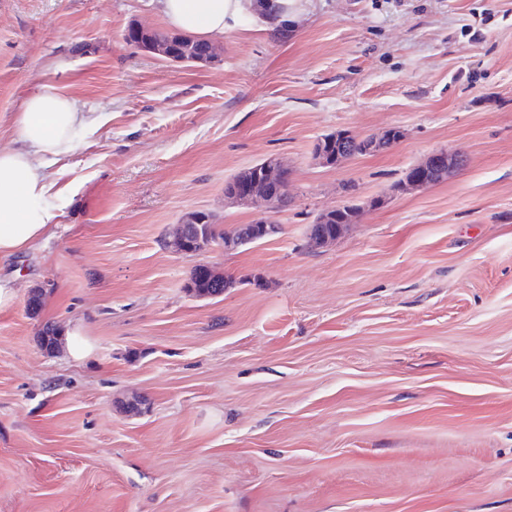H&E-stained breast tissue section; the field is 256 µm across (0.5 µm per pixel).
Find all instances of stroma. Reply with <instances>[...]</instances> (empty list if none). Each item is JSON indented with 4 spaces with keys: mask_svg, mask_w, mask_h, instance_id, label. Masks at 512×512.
Returning a JSON list of instances; mask_svg holds the SVG:
<instances>
[{
    "mask_svg": "<svg viewBox=\"0 0 512 512\" xmlns=\"http://www.w3.org/2000/svg\"><path fill=\"white\" fill-rule=\"evenodd\" d=\"M136 21L163 28L158 0H0V149L41 83L104 118L53 168L57 225L0 260V512H512V0H302L287 40L248 22L205 67L128 44ZM440 148L463 165L400 190ZM270 155L279 234L168 247L192 212L256 219L224 182ZM200 263L231 288L188 291ZM404 137V132L397 127L385 130L381 135L367 136L362 139L354 137L348 130H336L327 137H322L315 149V160L325 167H337L345 161L346 146H353L362 153L369 154L387 150ZM344 144L342 151L332 152L334 143ZM360 206L357 204H344L342 207H338L335 210L334 218L324 222L326 217L325 211L319 213L314 222H313V230H321L326 234H333L336 232V223H344L351 224L352 219L357 215ZM322 232L318 233V235H313L310 238V244L313 246H322L331 241H334V238H331Z\"/></svg>",
    "mask_w": 512,
    "mask_h": 512,
    "instance_id": "1",
    "label": "stroma"
}]
</instances>
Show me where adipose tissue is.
Returning a JSON list of instances; mask_svg holds the SVG:
<instances>
[{
	"instance_id": "ef3b65f1",
	"label": "adipose tissue",
	"mask_w": 512,
	"mask_h": 512,
	"mask_svg": "<svg viewBox=\"0 0 512 512\" xmlns=\"http://www.w3.org/2000/svg\"><path fill=\"white\" fill-rule=\"evenodd\" d=\"M169 28L207 40L235 29L241 19L261 14L267 29H285L298 0H160ZM101 114L51 84L26 95L15 117L21 147L0 150V258L28 250L55 224L54 212L40 205L53 188L51 169L71 155L76 135L97 130Z\"/></svg>"
}]
</instances>
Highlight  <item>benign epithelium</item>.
Here are the masks:
<instances>
[{"label":"benign epithelium","mask_w":512,"mask_h":512,"mask_svg":"<svg viewBox=\"0 0 512 512\" xmlns=\"http://www.w3.org/2000/svg\"><path fill=\"white\" fill-rule=\"evenodd\" d=\"M140 48L156 57L170 62L188 61L210 65L220 60L223 52L221 44L207 40L202 41L186 35H177V40L149 41ZM404 137L398 127L385 130L380 135L367 136L362 139L354 137L347 130H337L320 139V146L315 149V160L325 167H337L345 161L346 151L333 152L334 144L353 146L365 154L387 150ZM463 161L462 155L455 151L437 149L411 169L406 177V184L412 187H423L434 184L436 180L448 177ZM291 172L284 166L267 165L264 169L235 186L224 189V197L241 207L258 208L262 217L256 223L262 230H269L272 223L270 216L274 214L279 200L289 194Z\"/></svg>","instance_id":"obj_1"}]
</instances>
